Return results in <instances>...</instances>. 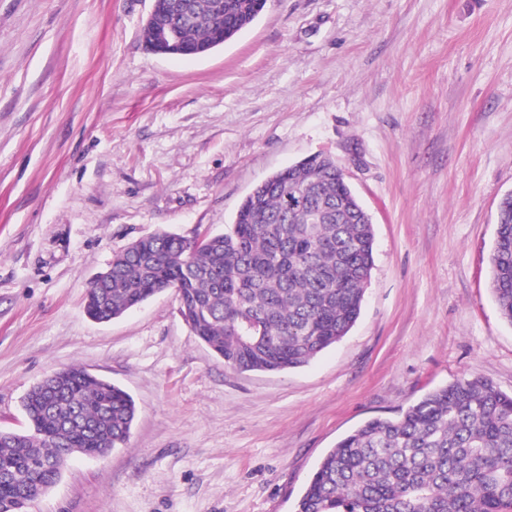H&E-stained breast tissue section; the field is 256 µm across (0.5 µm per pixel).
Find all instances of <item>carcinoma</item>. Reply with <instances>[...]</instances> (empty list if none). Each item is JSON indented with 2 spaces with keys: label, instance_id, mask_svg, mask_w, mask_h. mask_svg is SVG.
<instances>
[{
  "label": "carcinoma",
  "instance_id": "cac0c4a2",
  "mask_svg": "<svg viewBox=\"0 0 512 512\" xmlns=\"http://www.w3.org/2000/svg\"><path fill=\"white\" fill-rule=\"evenodd\" d=\"M169 19L209 52L247 28L266 0H176ZM336 161L316 154L256 186L234 224L200 243L159 232L112 260V279L86 311L116 318L169 288L192 331L237 371L299 368L355 325L374 268L372 225L358 218ZM491 284L512 323V196L503 200ZM31 431L0 441V512L22 488L44 495L65 459L42 463L46 440L99 454L127 440L136 407L80 366L24 399ZM295 512H512V394L482 377L424 395L399 417L373 418L321 458Z\"/></svg>",
  "mask_w": 512,
  "mask_h": 512
}]
</instances>
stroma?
Returning a JSON list of instances; mask_svg holds the SVG:
<instances>
[{
  "label": "stroma",
  "instance_id": "1",
  "mask_svg": "<svg viewBox=\"0 0 512 512\" xmlns=\"http://www.w3.org/2000/svg\"><path fill=\"white\" fill-rule=\"evenodd\" d=\"M151 0H0V430L80 365L137 407L30 512H294L374 417L481 376L512 392L491 289L512 191V0H268L209 54L139 40ZM333 155L372 217L349 333L308 365L227 368L173 292L109 322L90 281L137 239L224 232L272 174Z\"/></svg>",
  "mask_w": 512,
  "mask_h": 512
}]
</instances>
